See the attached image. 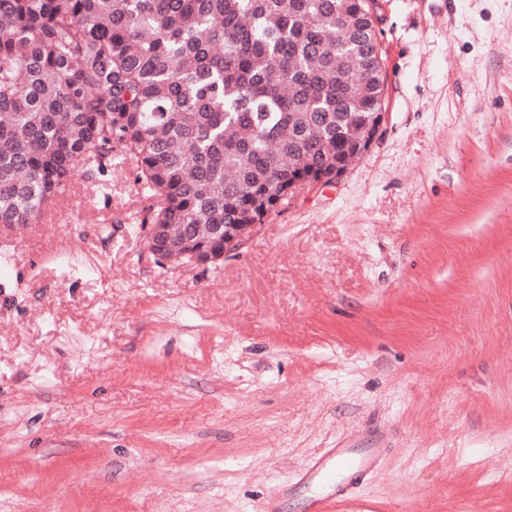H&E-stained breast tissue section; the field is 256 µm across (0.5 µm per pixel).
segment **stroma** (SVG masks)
<instances>
[{"label": "stroma", "instance_id": "1", "mask_svg": "<svg viewBox=\"0 0 512 512\" xmlns=\"http://www.w3.org/2000/svg\"><path fill=\"white\" fill-rule=\"evenodd\" d=\"M384 122L217 266L158 265L131 165L0 224V512H512V0H378ZM382 449L328 448L308 460L299 470L294 484L316 485L303 502L304 512H327L332 503L346 501L351 490L375 466Z\"/></svg>", "mask_w": 512, "mask_h": 512}]
</instances>
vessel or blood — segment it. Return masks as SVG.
<instances>
[{
    "label": "vessel or blood",
    "mask_w": 512,
    "mask_h": 512,
    "mask_svg": "<svg viewBox=\"0 0 512 512\" xmlns=\"http://www.w3.org/2000/svg\"><path fill=\"white\" fill-rule=\"evenodd\" d=\"M379 455L376 448H329L308 460L297 474L298 484L315 488L303 502L304 512H328L332 504L346 501Z\"/></svg>",
    "instance_id": "b4317fda"
}]
</instances>
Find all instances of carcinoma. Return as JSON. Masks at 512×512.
Masks as SVG:
<instances>
[{
	"instance_id": "1",
	"label": "carcinoma",
	"mask_w": 512,
	"mask_h": 512,
	"mask_svg": "<svg viewBox=\"0 0 512 512\" xmlns=\"http://www.w3.org/2000/svg\"><path fill=\"white\" fill-rule=\"evenodd\" d=\"M364 0H0V224L129 163L187 256L263 224L383 111Z\"/></svg>"
}]
</instances>
